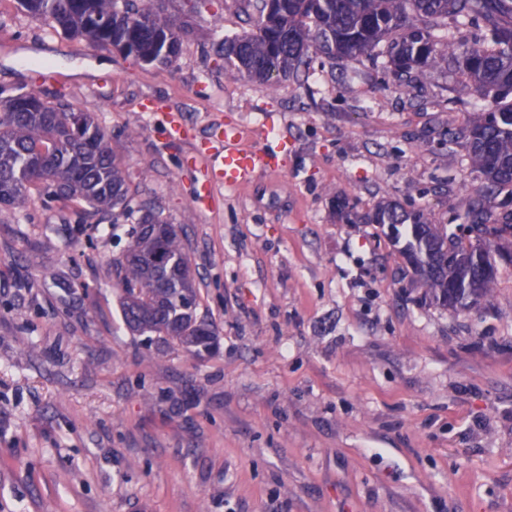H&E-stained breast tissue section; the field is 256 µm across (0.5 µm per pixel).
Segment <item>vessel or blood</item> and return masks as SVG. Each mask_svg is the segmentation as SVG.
<instances>
[{
	"label": "vessel or blood",
	"mask_w": 512,
	"mask_h": 512,
	"mask_svg": "<svg viewBox=\"0 0 512 512\" xmlns=\"http://www.w3.org/2000/svg\"><path fill=\"white\" fill-rule=\"evenodd\" d=\"M216 136L224 143V157L220 165L208 169L204 180L208 186L215 183L227 188L245 185L259 173L270 169L276 154L286 150L281 141L249 145L245 130L235 122L219 127Z\"/></svg>",
	"instance_id": "vessel-or-blood-1"
}]
</instances>
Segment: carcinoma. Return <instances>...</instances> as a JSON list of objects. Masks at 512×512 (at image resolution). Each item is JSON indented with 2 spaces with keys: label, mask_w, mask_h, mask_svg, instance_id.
<instances>
[{
  "label": "carcinoma",
  "mask_w": 512,
  "mask_h": 512,
  "mask_svg": "<svg viewBox=\"0 0 512 512\" xmlns=\"http://www.w3.org/2000/svg\"><path fill=\"white\" fill-rule=\"evenodd\" d=\"M35 16L91 44L126 43L145 64H173L180 55L181 28L162 15L155 0H20ZM254 30L224 42V63L277 92L313 56L359 62L387 57L406 85L411 75L428 77L455 55L461 74L487 103L461 127L448 125V143L463 142L481 185L465 212L475 233L465 240L422 209L378 206L372 224H408L425 243L421 270L414 271L429 299L454 309L470 296H490L496 276L475 261L461 270L448 263L477 249L493 248L512 232V212H498L489 197L512 195V0H256ZM462 26L477 29L457 36ZM42 95L25 94L17 111L0 114V205L21 211L32 191L72 208L83 223L86 208L121 209L131 219L127 248L112 260L113 286L121 291L123 321L181 346L192 356L217 348L214 326L197 317V288L178 226L154 206L135 200L125 165L112 152L90 112L58 101L39 108ZM468 287L455 289L457 278Z\"/></svg>",
  "instance_id": "obj_1"
}]
</instances>
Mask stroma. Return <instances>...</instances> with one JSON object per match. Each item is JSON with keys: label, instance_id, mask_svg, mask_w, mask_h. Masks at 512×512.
<instances>
[{"label": "stroma", "instance_id": "stroma-1", "mask_svg": "<svg viewBox=\"0 0 512 512\" xmlns=\"http://www.w3.org/2000/svg\"><path fill=\"white\" fill-rule=\"evenodd\" d=\"M161 8L182 28L172 65L7 0L0 100L38 91L96 114L140 199L179 225L219 350L127 330L120 212L81 224L38 195L0 212V512H512V264L453 311L384 228L334 208L389 200L457 228L479 182L445 131L480 98L452 69L402 89L324 58L273 93L224 64L250 0ZM229 120L288 152L205 197Z\"/></svg>", "mask_w": 512, "mask_h": 512}]
</instances>
